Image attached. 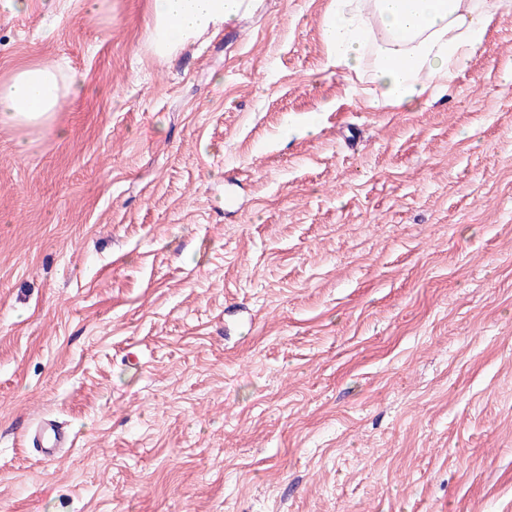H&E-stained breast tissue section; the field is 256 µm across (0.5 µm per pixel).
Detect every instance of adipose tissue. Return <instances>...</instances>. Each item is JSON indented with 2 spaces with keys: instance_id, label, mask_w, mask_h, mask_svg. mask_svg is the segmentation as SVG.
Returning a JSON list of instances; mask_svg holds the SVG:
<instances>
[{
  "instance_id": "adipose-tissue-1",
  "label": "adipose tissue",
  "mask_w": 512,
  "mask_h": 512,
  "mask_svg": "<svg viewBox=\"0 0 512 512\" xmlns=\"http://www.w3.org/2000/svg\"><path fill=\"white\" fill-rule=\"evenodd\" d=\"M255 0H152L147 32L161 58L234 24ZM497 0H334L322 28L328 62L367 82L376 108H419L443 95L485 44ZM83 79L31 65L0 82V124L51 128Z\"/></svg>"
}]
</instances>
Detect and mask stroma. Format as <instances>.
Instances as JSON below:
<instances>
[{
  "mask_svg": "<svg viewBox=\"0 0 512 512\" xmlns=\"http://www.w3.org/2000/svg\"><path fill=\"white\" fill-rule=\"evenodd\" d=\"M150 7H0V81L84 76L0 125V512H512V0L415 112L332 0L168 60ZM83 79L58 66L31 65L0 82V124L21 129L55 125L59 112L80 94ZM31 440L34 446L40 448L43 458L47 460H53L62 453L61 448H70L74 442L69 432L51 420H42L34 426Z\"/></svg>",
  "mask_w": 512,
  "mask_h": 512,
  "instance_id": "obj_1",
  "label": "stroma"
}]
</instances>
